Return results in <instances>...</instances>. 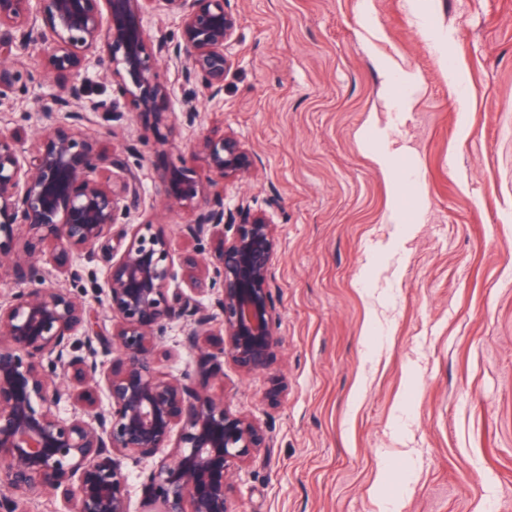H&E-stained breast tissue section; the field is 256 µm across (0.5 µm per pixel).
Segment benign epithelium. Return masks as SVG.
<instances>
[{"label":"benign epithelium","instance_id":"1","mask_svg":"<svg viewBox=\"0 0 512 512\" xmlns=\"http://www.w3.org/2000/svg\"><path fill=\"white\" fill-rule=\"evenodd\" d=\"M153 2L0 0V87L17 79L11 57L20 46L39 47L45 67L61 75L76 77L106 60L137 115L172 134L164 65L192 90L184 116L194 123L198 95L224 92L237 17L227 0H164L180 19V35L150 39L143 21ZM47 110L62 113V122L30 149L19 135L0 132V233L15 224L27 232L15 251L0 244V270L20 285L0 302V512H27V502L42 497L65 512H129L123 459L162 448L175 452L145 474L147 502L158 512H227L230 470L270 447V438L192 375L163 376L155 351L181 321L187 347L215 374L226 356L246 373L275 358V225L248 206L224 209L225 183L244 177L253 158L235 135L214 132L197 142L205 172L162 167L170 206L191 211L186 236L217 240L214 252L203 261L183 257L187 293L171 287L177 272L165 235L127 225L130 241L110 253L99 311L47 281L56 273L79 278L74 261L109 249L112 227L139 208L141 184L132 173L114 175L122 161L84 137L85 112L110 122L112 104L86 100L73 82ZM47 256L52 271L43 267ZM102 312L115 321L109 336L96 331ZM202 336L218 340L209 349L199 346Z\"/></svg>","mask_w":512,"mask_h":512}]
</instances>
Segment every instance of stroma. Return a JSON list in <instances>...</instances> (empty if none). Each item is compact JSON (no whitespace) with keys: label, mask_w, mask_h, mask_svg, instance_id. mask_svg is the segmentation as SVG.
<instances>
[{"label":"stroma","mask_w":512,"mask_h":512,"mask_svg":"<svg viewBox=\"0 0 512 512\" xmlns=\"http://www.w3.org/2000/svg\"><path fill=\"white\" fill-rule=\"evenodd\" d=\"M238 16L224 92L171 89L165 153L104 66L79 80L112 101L86 115L140 177L134 224L173 259L214 241L183 229L163 163L202 170L194 144L234 133L255 158L224 186L276 226L272 305L281 347L263 371L225 360L208 394L253 417L270 445L229 478L228 512H512V0H229ZM0 102V131L28 143L56 124L62 84L36 47ZM373 120V147L357 138ZM395 171L381 170L377 149ZM406 181L402 214L393 178ZM186 329L157 349L163 375L198 369ZM283 384L277 402L267 392Z\"/></svg>","instance_id":"1"}]
</instances>
